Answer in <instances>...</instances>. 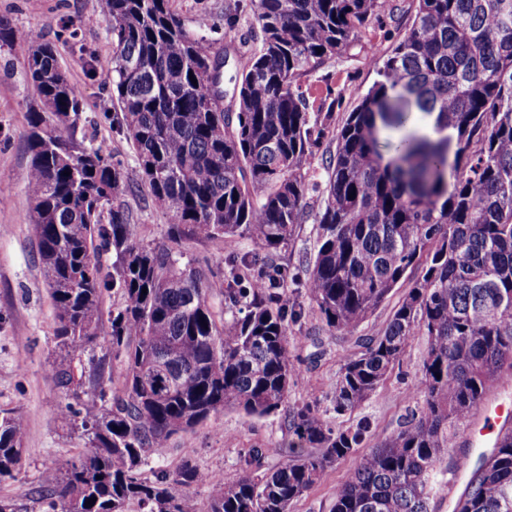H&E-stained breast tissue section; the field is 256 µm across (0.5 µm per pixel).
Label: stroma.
<instances>
[{
	"label": "stroma",
	"mask_w": 512,
	"mask_h": 512,
	"mask_svg": "<svg viewBox=\"0 0 512 512\" xmlns=\"http://www.w3.org/2000/svg\"><path fill=\"white\" fill-rule=\"evenodd\" d=\"M172 6L190 29L215 39L216 50L229 52L227 74H234L260 45L261 32L249 0H172ZM98 11L99 0H0L1 21L16 29L41 30L54 41L61 68L85 101L84 112L69 128V136L81 146H103L106 154L121 162L127 182L122 201L137 220L141 239L158 242L166 218L141 187L134 154L112 126L118 111L112 96V40L101 25L81 27L73 38L60 32L61 20L76 21ZM407 22L404 16L385 15L371 21L347 55L330 59L303 77L309 99L331 106L339 116L351 111L359 94L378 80L383 59ZM37 107V93L24 79L21 60L0 43V410L16 408L27 417L21 464L13 479L0 483V499L26 504L27 512H39L35 489L51 485L59 468L89 450L81 431L62 427L56 418L58 407L69 397L57 386L50 368L58 354L56 324L26 190L28 117ZM316 233L313 220H305L283 254L288 294L305 309L301 322L291 328L296 338L293 352L303 365L290 400L314 402L325 411L331 407V389L342 355L358 351V336H371L382 328L401 294L393 292L388 304L361 326L358 336L327 337L318 317L308 309L303 287L305 261L313 255ZM109 333V322L101 321L97 345L75 353L76 381L90 383L101 367L113 381H120L121 363L105 357ZM427 346L426 337H412L399 369L360 408L339 417V424L348 427L362 419L369 421L374 443L400 429L420 402L416 391ZM287 440L283 414L250 418L227 409L192 430L175 434L166 447L156 449L140 476L155 479L159 472L174 471L189 458L200 468L233 480L243 471L245 448L257 443L275 448ZM350 466L347 460L335 464L307 495L292 503L290 512H330Z\"/></svg>",
	"instance_id": "1"
}]
</instances>
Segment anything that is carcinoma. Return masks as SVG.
<instances>
[{"label":"carcinoma","mask_w":512,"mask_h":512,"mask_svg":"<svg viewBox=\"0 0 512 512\" xmlns=\"http://www.w3.org/2000/svg\"><path fill=\"white\" fill-rule=\"evenodd\" d=\"M170 2L100 0L94 17L112 39L118 132L167 218L157 244L140 240L120 201L121 166L65 138L84 98L55 44L0 23L39 100L27 195L64 351L51 365L60 386L73 383L71 353L98 338L103 293L122 296L109 338L121 387L91 384L79 407L58 409L90 451L38 490L41 512H127L132 502L199 512L197 488L208 489L207 512H290L345 458L354 464L331 512H432L442 453L459 440L469 448L460 425L512 379V0H415L380 80L339 121L309 104L302 77L346 53L371 19L401 11L400 0H252L262 42L235 76V113L224 111V72L210 74L226 57ZM428 117L433 136L420 127ZM327 140L334 150L322 149ZM321 151L322 188L308 182ZM310 217L318 232L304 288L327 335L355 334L409 283L382 329L343 356L332 411L359 408L410 339L428 337L418 411L371 447L369 423L335 429L317 404L290 402L300 373L290 324L303 312L281 267L253 287L251 264L232 250L217 271L177 250L246 237L267 267ZM212 297L224 299L220 318ZM229 408L284 411L288 444L247 449L235 481L189 460L153 481L138 476L172 435ZM26 433L23 411H0V482L14 477ZM273 454L281 461L269 467ZM463 485L453 512H512L511 424Z\"/></svg>","instance_id":"1"}]
</instances>
